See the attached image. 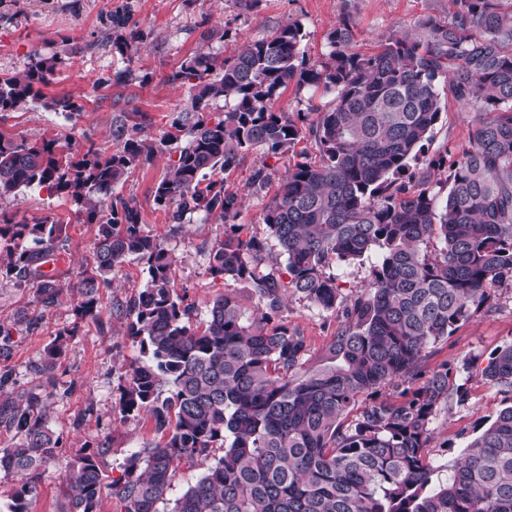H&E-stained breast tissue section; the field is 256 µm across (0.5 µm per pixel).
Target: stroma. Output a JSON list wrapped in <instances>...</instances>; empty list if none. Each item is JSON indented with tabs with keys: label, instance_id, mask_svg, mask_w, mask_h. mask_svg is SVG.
I'll use <instances>...</instances> for the list:
<instances>
[{
	"label": "stroma",
	"instance_id": "1",
	"mask_svg": "<svg viewBox=\"0 0 512 512\" xmlns=\"http://www.w3.org/2000/svg\"><path fill=\"white\" fill-rule=\"evenodd\" d=\"M125 7L131 10L144 40L131 58L123 60L101 40L110 12ZM453 10L452 0H259L250 11L240 9L236 0H0V75L23 71L37 56L61 57L64 68L43 92L49 98L71 96L83 106L80 116L71 119L40 105L8 112L0 117V132L32 143L50 139L76 146L91 143L109 153L117 146L112 136L117 120L143 112L147 115L144 136L159 140L187 103L186 88L171 76L199 49L198 25L204 19L225 30L224 41L209 45L211 52L225 57L243 42L265 39L278 27L299 22L306 33L305 55L309 63L316 64L324 61L329 36L343 19H351L355 26L356 51L368 55L383 37L418 33L426 17L444 21ZM120 67L129 72L124 86L97 87L98 79ZM474 126L473 109L444 92L441 118L420 161L411 163V171H423L429 161L439 158L449 163L456 160ZM318 158L314 140L306 137L298 142L295 154L274 162L263 190L253 193L248 187L261 162L259 153H249L224 176L225 187L244 196L237 223L267 242L263 271L280 273L285 266L284 256L262 222L263 208L288 166ZM168 164V153H157L149 163L133 169L114 188V196L135 199L143 231L158 239L175 259V293L193 304L198 315H206L213 300L226 293L238 296L248 310H257L259 301L246 282L215 278L208 272L209 250L222 238L223 224L200 214L172 224L155 205L154 188L166 175ZM0 209L18 220L51 216L63 224L53 264L63 290L52 305H42L35 288L0 278V325L11 332L0 348V371L11 373L10 383L0 389V403L18 400L23 393H37L46 424L62 438L59 458L43 468L29 501L30 512H58L66 467L78 451L108 441L106 472L115 477L129 454L159 439L150 419L124 416L118 406L120 376L144 357L125 336V322L114 307L137 296L148 275L141 261L128 259L113 272L111 285L99 289L97 317L78 319L76 285L94 265L96 225L78 221L69 199L40 188L21 190L0 202ZM283 321L306 336L315 361L325 353L338 325L336 317L296 296L289 297ZM63 331L68 334L63 355L51 381H44L31 367ZM510 342L509 281L494 290L490 309L475 313L448 339L428 349L425 370L450 365L453 384L465 385L468 391L465 402L449 398L432 420L434 439L429 453L436 463L454 464L465 455L477 426L512 405V394L481 376L490 354Z\"/></svg>",
	"mask_w": 512,
	"mask_h": 512
}]
</instances>
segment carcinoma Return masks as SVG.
Masks as SVG:
<instances>
[{
	"label": "carcinoma",
	"instance_id": "cac0c4a2",
	"mask_svg": "<svg viewBox=\"0 0 512 512\" xmlns=\"http://www.w3.org/2000/svg\"><path fill=\"white\" fill-rule=\"evenodd\" d=\"M504 2L452 0L450 20L429 17L423 38L390 36L372 55L354 50V26L344 19L329 36L325 61L313 66L297 22L228 57L199 52L173 75L187 86L188 103L157 144L141 136V122L116 126L110 154L92 144L82 153L55 139L18 142L0 131V201L45 188L73 200L81 206L77 217L97 225L95 267L77 285V315L94 314L99 288L111 285L128 258L148 274L133 302L116 307L128 320L126 337L150 361L121 377L119 408L149 416L160 439L131 453L112 479L103 463L108 445L78 453L59 512H101L104 486L122 512H159L184 465L202 472L172 512H512V406L479 428L461 460L438 465L427 451L431 421L448 402L453 369L424 370L427 348L512 281V5ZM475 29L483 32L479 40ZM143 37L130 12H112V53L131 57ZM58 65L38 57L0 77V113L39 102L69 118L80 114L73 98L42 95ZM448 72L456 98L480 115L449 167L439 208L429 179L409 169L441 117L436 80ZM292 83L335 97L312 107V120L276 111ZM221 100L224 111H213ZM307 135L320 159L288 167L262 213L286 256L285 271L263 273L267 242L232 223L242 195L224 188L223 174L254 150L279 159ZM168 146L176 158L154 202L172 224L193 213L221 220L210 274L247 282L263 302L258 315L225 294L196 321L194 307L174 293V259L143 233L137 203L94 200L111 196L132 169ZM61 231L50 216L16 222L0 211L1 241L43 244L8 250L0 275L37 288L45 306L62 291L45 271ZM373 250L379 258L362 291L344 297L327 269L360 263ZM290 294L341 318L315 368L306 337L276 321ZM65 345L58 335L34 367L48 382ZM482 378L512 393V342L488 358ZM394 383L404 386L401 400L380 398ZM166 384L171 395L163 398ZM362 395L373 403L343 425ZM38 403L30 394L24 406L0 408L20 434L14 447L0 448V471L25 476L9 512H28L42 467L62 447ZM216 448L224 455L213 456Z\"/></svg>",
	"mask_w": 512,
	"mask_h": 512
}]
</instances>
